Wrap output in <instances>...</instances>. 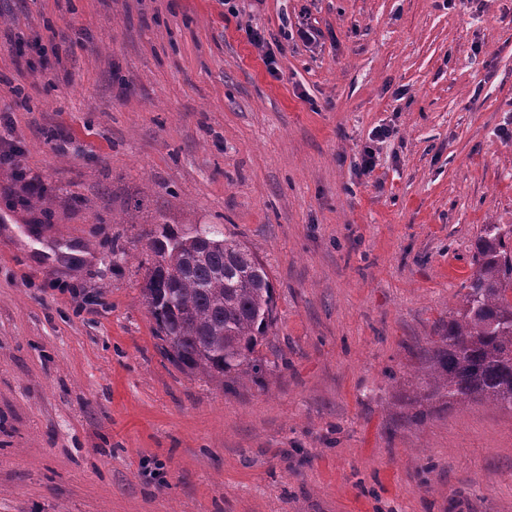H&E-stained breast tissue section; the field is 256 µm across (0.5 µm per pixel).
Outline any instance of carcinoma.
Masks as SVG:
<instances>
[{
    "instance_id": "carcinoma-1",
    "label": "carcinoma",
    "mask_w": 512,
    "mask_h": 512,
    "mask_svg": "<svg viewBox=\"0 0 512 512\" xmlns=\"http://www.w3.org/2000/svg\"><path fill=\"white\" fill-rule=\"evenodd\" d=\"M510 237L512 230L487 224L476 240L460 308L432 341L422 367L425 389L410 399L412 420L423 421L430 402L448 409L486 403L512 410ZM182 239L165 222L149 239L152 259L142 293L164 357L227 387L261 380L268 362L257 347L275 321L274 286L265 265L228 238L199 264Z\"/></svg>"
}]
</instances>
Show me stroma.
Returning a JSON list of instances; mask_svg holds the SVG:
<instances>
[{
    "label": "stroma",
    "instance_id": "1",
    "mask_svg": "<svg viewBox=\"0 0 512 512\" xmlns=\"http://www.w3.org/2000/svg\"><path fill=\"white\" fill-rule=\"evenodd\" d=\"M0 115V512H512V411L407 406L512 229V0H0ZM159 221L266 266L262 381L161 355Z\"/></svg>",
    "mask_w": 512,
    "mask_h": 512
}]
</instances>
